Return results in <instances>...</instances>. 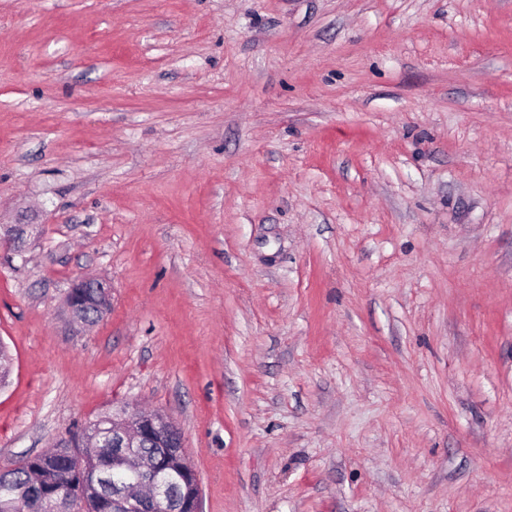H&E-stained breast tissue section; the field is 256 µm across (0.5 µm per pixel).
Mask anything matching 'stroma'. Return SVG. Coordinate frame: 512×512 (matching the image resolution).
Segmentation results:
<instances>
[{
    "instance_id": "35a3bbf8",
    "label": "stroma",
    "mask_w": 512,
    "mask_h": 512,
    "mask_svg": "<svg viewBox=\"0 0 512 512\" xmlns=\"http://www.w3.org/2000/svg\"><path fill=\"white\" fill-rule=\"evenodd\" d=\"M18 223L0 470L130 405L202 512H512V0H0ZM66 305L72 319L82 325L88 322L85 317L87 306L98 309L100 317L107 312L111 305V289L102 281L82 279L74 283L67 296Z\"/></svg>"
}]
</instances>
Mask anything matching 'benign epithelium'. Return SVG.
I'll return each instance as SVG.
<instances>
[{"label": "benign epithelium", "mask_w": 512, "mask_h": 512, "mask_svg": "<svg viewBox=\"0 0 512 512\" xmlns=\"http://www.w3.org/2000/svg\"><path fill=\"white\" fill-rule=\"evenodd\" d=\"M31 224L0 226V245L16 253L24 250ZM66 305L72 319L86 321L85 311L91 305L104 315L111 305L110 287L98 280L82 279L74 283ZM95 448L107 449L112 464L86 470L93 486L112 483L111 512H202L201 495L182 498L179 484L198 479V473L187 460L181 433L170 417L160 411L142 413L130 411L112 418V433L108 436L74 434L56 444L58 455L79 457L90 455ZM160 448L164 466L142 461L139 449Z\"/></svg>", "instance_id": "7a95c632"}]
</instances>
